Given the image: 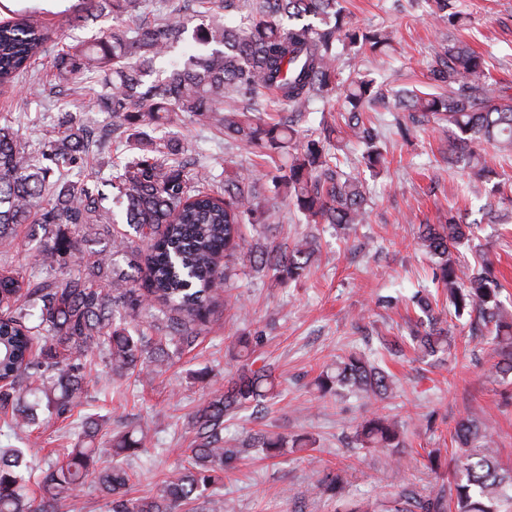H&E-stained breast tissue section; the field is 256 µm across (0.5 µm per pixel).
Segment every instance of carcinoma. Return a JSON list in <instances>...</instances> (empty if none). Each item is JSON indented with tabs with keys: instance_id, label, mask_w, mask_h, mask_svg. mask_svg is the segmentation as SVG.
Masks as SVG:
<instances>
[{
	"instance_id": "cac0c4a2",
	"label": "carcinoma",
	"mask_w": 512,
	"mask_h": 512,
	"mask_svg": "<svg viewBox=\"0 0 512 512\" xmlns=\"http://www.w3.org/2000/svg\"><path fill=\"white\" fill-rule=\"evenodd\" d=\"M144 0H82L73 13L88 22L112 14V28L78 46L52 54L55 77L75 93L97 72L112 75L108 90L97 94L93 112H110L115 129L132 130L126 142L139 153L125 165L111 187L126 223L146 242L147 276L139 288L125 276L109 273L107 256L76 275L59 272L34 282L21 267L0 265V414L22 432L37 424L35 406L23 393L45 399L47 409L65 418L78 405L86 383L88 351H106L112 376L129 378L163 366L169 349L190 347L198 340L194 325L203 321L219 297L233 306L229 288L236 272L237 251L245 233L260 238L256 223L258 195L242 176L224 180V197L194 189L179 158L175 141L154 142L146 130L173 122L180 114L211 112L228 138L270 151L290 149L288 166L270 173L274 189L288 198L309 224H334L350 230L366 222L368 198L358 174L341 168L340 142L323 125L299 137L289 118L266 119L255 111L269 94L292 113H303L325 98L335 84L344 55L378 53L390 43L383 29H363L345 12L341 0H197L198 24L188 30L179 10H164L150 24L130 27L122 17L137 13ZM436 18L458 29L463 17L456 0H434ZM197 51L151 82L154 62L185 40ZM48 29L28 18L0 22V85L33 70L49 54ZM431 80L442 92L409 90L398 99L404 112L397 121L402 135L415 127L438 126L448 136V163L463 162L472 171L471 192L486 195L488 172L477 147L491 143L512 152V96L488 82L486 59L452 35L443 34L434 56ZM385 96L366 75L349 79L350 109L346 134L366 145L361 163L370 169L382 161V132L365 124L360 109ZM242 105L224 108V100ZM67 133L45 134L43 149L25 150L18 131L0 123V242L39 208L37 223L45 230L37 257L51 270L71 252V232L102 222L94 191L67 178V172L94 143L95 133L80 118L65 114ZM470 225L450 213L444 224H424L418 241L435 259L433 284L442 290L457 318L473 316L492 326L499 361L489 376H512V317L502 310L500 283L490 267L464 270L458 248ZM312 241L268 245L249 250L250 268L276 279L298 280L310 265ZM112 278V293L95 284ZM168 306V332L154 338L131 334L113 325L119 305L149 310L153 302ZM438 295L425 289L413 304L420 315L410 338L414 350L435 363L448 356V326L438 309ZM394 380L369 358L351 352L336 357L334 367L316 380L321 395L346 389L368 400L393 390ZM277 396L273 370L264 363L248 366L224 382L190 416L195 434L187 466L165 480L156 494L128 497L130 475L119 464L97 468L93 448H68L42 478L43 493L28 496L30 480L25 451H0V512H72L70 499L88 476L111 498L112 512H224V500L211 492L221 475L252 453L281 455L287 446L313 449L315 441L273 432H257L241 447H224V420L239 409ZM457 449L448 463V485L428 496L405 486L389 499L355 498L343 471H329L317 481L335 503V512H512V471L502 469L490 428L473 418L461 419L454 431ZM353 439L361 448H378L396 463L407 447L398 419L373 411L355 425ZM147 433L113 436V455L132 456L146 448Z\"/></svg>"
}]
</instances>
